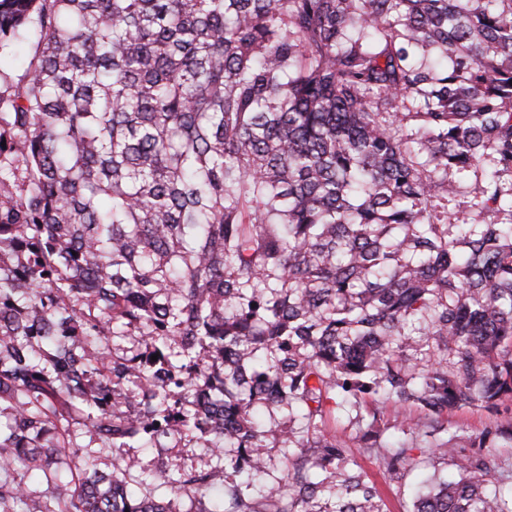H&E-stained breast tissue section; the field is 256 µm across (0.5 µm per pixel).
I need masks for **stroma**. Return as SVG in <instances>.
<instances>
[{
	"mask_svg": "<svg viewBox=\"0 0 512 512\" xmlns=\"http://www.w3.org/2000/svg\"><path fill=\"white\" fill-rule=\"evenodd\" d=\"M416 416L414 407L389 403L384 405L375 424H368L367 420L352 411L337 412L335 418L326 424L327 430L345 444L367 479L380 491L385 503L384 512H410L415 489L425 488L432 480L448 477L452 473L450 461L437 452L441 443L448 441L450 432L463 430L475 437L491 426L512 424V400L503 399L497 408L491 410L465 406L452 411L448 415L447 431L430 436L410 432L408 422ZM368 431L373 432L376 438V450L369 451L364 447L362 436ZM77 441V447L65 448L60 452L65 461L62 471L64 478L78 482L94 469L111 474V450L88 449L89 436L84 432L79 433ZM400 443L420 449L421 454L408 474L396 476L387 471L381 451Z\"/></svg>",
	"mask_w": 512,
	"mask_h": 512,
	"instance_id": "obj_1",
	"label": "stroma"
}]
</instances>
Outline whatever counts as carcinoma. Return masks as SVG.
Masks as SVG:
<instances>
[{
  "mask_svg": "<svg viewBox=\"0 0 512 512\" xmlns=\"http://www.w3.org/2000/svg\"><path fill=\"white\" fill-rule=\"evenodd\" d=\"M34 37L0 90V467L76 425L114 456L45 512H173L123 450L189 435L214 469L152 479L224 478L204 512H382L336 410L432 433L512 397V0H0V50ZM442 453L412 512H512L494 458Z\"/></svg>",
  "mask_w": 512,
  "mask_h": 512,
  "instance_id": "1",
  "label": "carcinoma"
}]
</instances>
